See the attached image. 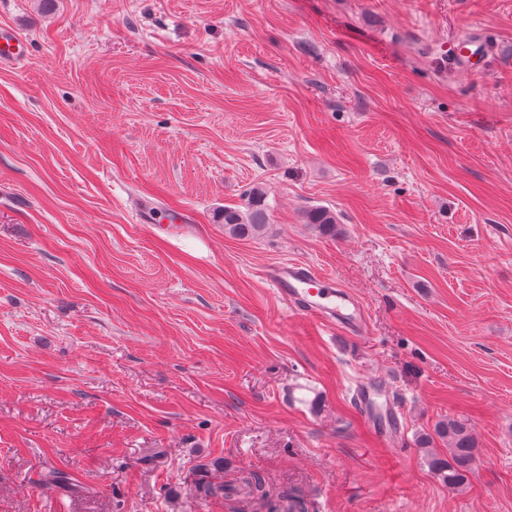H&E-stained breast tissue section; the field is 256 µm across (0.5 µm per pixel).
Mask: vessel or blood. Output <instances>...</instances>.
Segmentation results:
<instances>
[{
  "label": "vessel or blood",
  "instance_id": "b4317fda",
  "mask_svg": "<svg viewBox=\"0 0 512 512\" xmlns=\"http://www.w3.org/2000/svg\"><path fill=\"white\" fill-rule=\"evenodd\" d=\"M25 57L24 36L11 27H1L0 66L18 64ZM133 217L140 224H189L195 220L191 211H173L144 199L138 200ZM262 275L300 315L348 333L365 332L367 321L362 304L335 277L320 273L309 264L293 261L266 266Z\"/></svg>",
  "mask_w": 512,
  "mask_h": 512
}]
</instances>
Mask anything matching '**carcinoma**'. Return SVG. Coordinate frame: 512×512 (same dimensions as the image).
I'll use <instances>...</instances> for the list:
<instances>
[{"label": "carcinoma", "instance_id": "carcinoma-1", "mask_svg": "<svg viewBox=\"0 0 512 512\" xmlns=\"http://www.w3.org/2000/svg\"><path fill=\"white\" fill-rule=\"evenodd\" d=\"M264 190L256 186L243 206H224L221 218L224 231L239 238H257L266 233L270 226V215L265 204ZM305 221L314 230L325 237H335L338 220L336 214L324 207H315L305 212ZM442 445L448 449V455L442 457L433 452V448ZM419 445L426 450L431 471L439 481L451 491L464 489L469 483L478 450V441L471 426L462 419L448 417L437 421L433 432L423 436ZM41 484L47 489L72 488L71 478L59 469L44 473ZM241 484L248 489V497L263 503L271 498L265 478L250 472L243 477Z\"/></svg>", "mask_w": 512, "mask_h": 512}]
</instances>
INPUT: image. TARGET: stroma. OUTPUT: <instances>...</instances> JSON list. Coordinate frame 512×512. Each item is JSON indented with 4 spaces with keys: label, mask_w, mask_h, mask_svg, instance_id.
<instances>
[{
    "label": "stroma",
    "mask_w": 512,
    "mask_h": 512,
    "mask_svg": "<svg viewBox=\"0 0 512 512\" xmlns=\"http://www.w3.org/2000/svg\"><path fill=\"white\" fill-rule=\"evenodd\" d=\"M1 24L29 55L0 68V512H268L196 492L252 471L310 512H512V0H0ZM256 186L270 230L225 233ZM137 198L196 220L133 223ZM288 261L366 332L294 315L260 276ZM449 416L479 442L455 492L416 442ZM306 224L325 237H336L338 220L336 214L324 207H315L305 212Z\"/></svg>",
    "instance_id": "35a3bbf8"
}]
</instances>
